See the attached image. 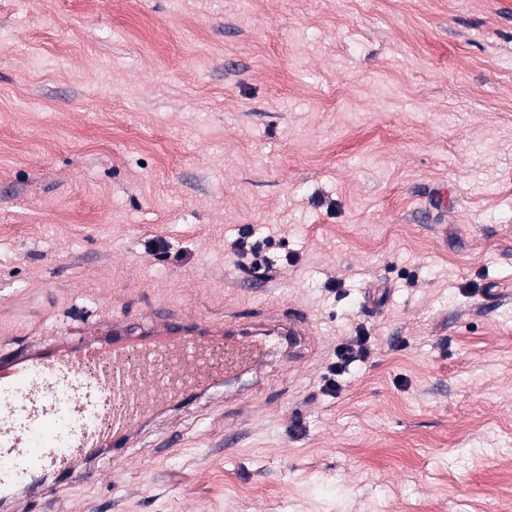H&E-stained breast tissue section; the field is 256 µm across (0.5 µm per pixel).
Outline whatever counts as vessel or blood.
Masks as SVG:
<instances>
[{
	"mask_svg": "<svg viewBox=\"0 0 512 512\" xmlns=\"http://www.w3.org/2000/svg\"><path fill=\"white\" fill-rule=\"evenodd\" d=\"M303 313L245 322L157 310L150 325L115 318L83 340L58 337L0 355V500L28 512L19 490L43 477L77 483L81 462L125 448L152 416L255 370L279 348L301 356Z\"/></svg>",
	"mask_w": 512,
	"mask_h": 512,
	"instance_id": "b4317fda",
	"label": "vessel or blood"
}]
</instances>
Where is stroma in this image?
<instances>
[{"instance_id": "35a3bbf8", "label": "stroma", "mask_w": 512, "mask_h": 512, "mask_svg": "<svg viewBox=\"0 0 512 512\" xmlns=\"http://www.w3.org/2000/svg\"><path fill=\"white\" fill-rule=\"evenodd\" d=\"M247 224L292 257L256 288ZM158 304L316 350L38 512H512V0H0V353ZM371 336L364 326H358L355 336L339 345L336 349V360L327 367L321 378L319 390L331 395L338 391V377L344 373L346 366L353 362H364L372 354Z\"/></svg>"}]
</instances>
